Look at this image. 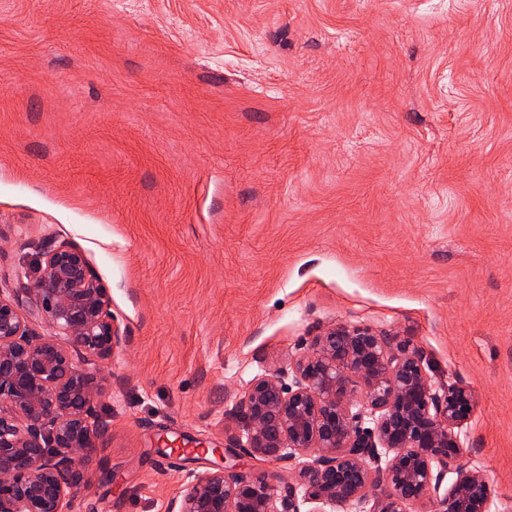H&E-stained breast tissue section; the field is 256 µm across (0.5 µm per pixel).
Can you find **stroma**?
Masks as SVG:
<instances>
[{"label":"stroma","mask_w":512,"mask_h":512,"mask_svg":"<svg viewBox=\"0 0 512 512\" xmlns=\"http://www.w3.org/2000/svg\"><path fill=\"white\" fill-rule=\"evenodd\" d=\"M61 243L125 336L75 512H171L337 323L473 387L512 512V0H0V275Z\"/></svg>","instance_id":"obj_1"}]
</instances>
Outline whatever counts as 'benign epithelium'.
<instances>
[{"mask_svg":"<svg viewBox=\"0 0 512 512\" xmlns=\"http://www.w3.org/2000/svg\"><path fill=\"white\" fill-rule=\"evenodd\" d=\"M16 295L0 293V512H74L83 466L107 425L95 361L120 344L111 295L85 255L65 244L18 268ZM45 320L39 333L19 308ZM475 391L439 384L423 353L365 325L336 324L286 369L255 378L230 410L236 432L210 451L232 463L193 476L174 512H488L486 475L459 463ZM387 454L381 461V454ZM298 461L276 497L263 477L230 472L244 459Z\"/></svg>","mask_w":512,"mask_h":512,"instance_id":"7a95c632","label":"benign epithelium"}]
</instances>
